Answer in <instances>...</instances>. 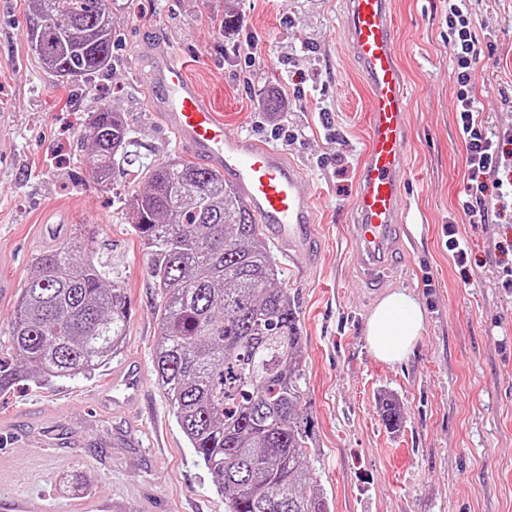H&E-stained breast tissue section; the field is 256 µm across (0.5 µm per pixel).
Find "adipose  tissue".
<instances>
[{
    "label": "adipose tissue",
    "mask_w": 512,
    "mask_h": 512,
    "mask_svg": "<svg viewBox=\"0 0 512 512\" xmlns=\"http://www.w3.org/2000/svg\"><path fill=\"white\" fill-rule=\"evenodd\" d=\"M424 318L420 305L402 290L388 293L371 314L366 336L376 358L385 362L400 360L420 338Z\"/></svg>",
    "instance_id": "1"
}]
</instances>
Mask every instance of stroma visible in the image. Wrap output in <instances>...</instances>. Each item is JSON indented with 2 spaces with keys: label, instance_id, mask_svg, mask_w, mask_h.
<instances>
[{
  "label": "stroma",
  "instance_id": "obj_1",
  "mask_svg": "<svg viewBox=\"0 0 512 512\" xmlns=\"http://www.w3.org/2000/svg\"><path fill=\"white\" fill-rule=\"evenodd\" d=\"M483 49L472 75L489 127L512 128V0H464ZM111 72L73 89L46 73L27 39L28 0H0V280L23 288L34 255L82 225L129 297L125 346L88 377L19 382L0 394V512L37 499L52 512H224L153 375L161 298L124 200L145 180L93 179L81 145L87 116L123 113L150 160L181 157L154 106L137 48L177 47L218 118L276 146L317 197L314 263L277 264L306 339L310 450L332 512H512V198L489 189L483 224H450L467 177L448 46V0H392L396 49L409 99L408 158L398 176L411 249L390 289L424 310L421 337L400 361L375 358L365 336L378 300L349 244L367 90L349 57L342 0H111ZM236 28L220 32L225 10ZM277 97L280 109L263 108ZM65 223L49 224L47 211ZM456 234L467 251L458 263ZM142 367L138 409L101 403L126 364ZM397 404L401 423L382 421ZM141 444L119 448L116 432ZM53 448L36 447L42 435Z\"/></svg>",
  "mask_w": 512,
  "mask_h": 512
}]
</instances>
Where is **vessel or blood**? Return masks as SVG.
<instances>
[{
	"label": "vessel or blood",
	"mask_w": 512,
	"mask_h": 512,
	"mask_svg": "<svg viewBox=\"0 0 512 512\" xmlns=\"http://www.w3.org/2000/svg\"><path fill=\"white\" fill-rule=\"evenodd\" d=\"M344 6L349 18L345 40L370 90V129L349 229L361 257L360 275L379 290L391 279L405 248L404 191L395 174L408 154V101L397 62L391 0H344ZM145 57L144 77L179 148L202 166L219 170L240 190L258 224L290 263L313 260L318 241L315 197L301 191L297 167L280 149L224 125L188 78L180 51L161 43L148 48ZM118 380L123 405H136L143 392L140 373L129 369Z\"/></svg>",
	"instance_id": "1"
}]
</instances>
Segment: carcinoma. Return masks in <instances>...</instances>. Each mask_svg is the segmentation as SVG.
<instances>
[{"label": "carcinoma", "instance_id": "obj_1", "mask_svg": "<svg viewBox=\"0 0 512 512\" xmlns=\"http://www.w3.org/2000/svg\"><path fill=\"white\" fill-rule=\"evenodd\" d=\"M110 0H30L42 66L77 87L112 67ZM92 174L147 178L127 216L162 304L153 369L182 432L224 494V512H331L309 463L299 313L246 200L224 175L179 159L146 162L108 104L89 113ZM128 292L78 231L35 255L0 339V393L17 382L87 376L121 352Z\"/></svg>", "mask_w": 512, "mask_h": 512}]
</instances>
